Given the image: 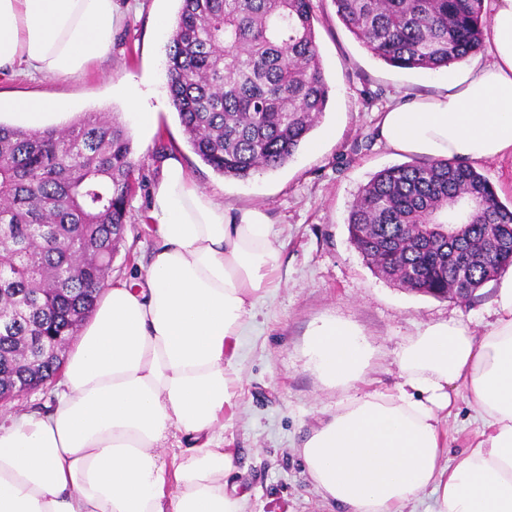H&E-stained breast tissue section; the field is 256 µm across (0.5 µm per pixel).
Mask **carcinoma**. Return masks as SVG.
<instances>
[{"instance_id":"cac0c4a2","label":"carcinoma","mask_w":512,"mask_h":512,"mask_svg":"<svg viewBox=\"0 0 512 512\" xmlns=\"http://www.w3.org/2000/svg\"><path fill=\"white\" fill-rule=\"evenodd\" d=\"M375 58L438 71L483 44L484 0H332ZM167 88L187 141L215 173L275 171L309 140L331 87L314 0H181L167 44ZM118 116L64 127L0 123V389L59 371L46 354L78 335L128 224L135 162ZM350 241L378 275L438 299H471L512 268V204L466 160L385 168L361 188Z\"/></svg>"}]
</instances>
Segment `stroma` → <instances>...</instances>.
<instances>
[{
	"instance_id": "stroma-1",
	"label": "stroma",
	"mask_w": 512,
	"mask_h": 512,
	"mask_svg": "<svg viewBox=\"0 0 512 512\" xmlns=\"http://www.w3.org/2000/svg\"><path fill=\"white\" fill-rule=\"evenodd\" d=\"M181 0H122L112 49L80 76L61 80L20 72L0 75V93L17 98L63 96L75 115L114 112L132 136L138 185L130 220L112 260L111 279L136 278L153 247L151 188L161 172L158 144L178 154L195 184L230 211L264 209L281 245L277 285L256 301L235 349L240 381L224 409V448L239 471L227 490L246 498L245 512H337L315 489L299 455L303 440L353 391L391 390L401 383L397 356L426 325L468 322L482 333L493 321L500 281L468 303L408 291L374 273L349 238L347 218L359 190L378 171L411 162L379 138L380 112L397 101L455 88L460 73L405 70L374 58L336 16L332 0H316L321 64L331 86L327 109L309 142L282 168L237 180L216 174L191 150L166 88L167 39L154 27L158 12L176 17ZM136 83L155 112L140 127L127 100ZM325 318L351 323L372 351L359 389L326 384L306 343ZM477 424L467 396L440 418L449 458L471 447Z\"/></svg>"
}]
</instances>
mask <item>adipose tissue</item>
<instances>
[{
	"label": "adipose tissue",
	"instance_id": "1",
	"mask_svg": "<svg viewBox=\"0 0 512 512\" xmlns=\"http://www.w3.org/2000/svg\"><path fill=\"white\" fill-rule=\"evenodd\" d=\"M114 0H0V71L65 79L112 48ZM66 98L0 96L14 125L54 126ZM393 150L435 159L512 157V0H495L489 59L454 92L386 108ZM154 247L135 282H110L77 340L53 408L0 424V512H244L219 416L237 379L232 342L280 266L267 214L230 213L168 157L151 191ZM482 334L428 325L398 354L395 389L357 393L301 444L321 496L341 512H401L430 489L435 512H512V280ZM307 348L329 385L362 383L369 349L325 319ZM466 390L481 423L446 464L439 415ZM195 439L168 467L163 443Z\"/></svg>",
	"mask_w": 512,
	"mask_h": 512
}]
</instances>
